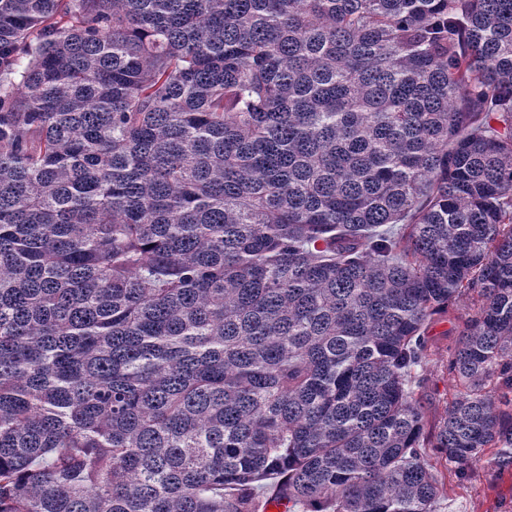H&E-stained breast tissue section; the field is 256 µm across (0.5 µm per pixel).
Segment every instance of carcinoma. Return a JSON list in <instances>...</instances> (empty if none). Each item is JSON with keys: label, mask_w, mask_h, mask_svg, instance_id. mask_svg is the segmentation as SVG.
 Instances as JSON below:
<instances>
[{"label": "carcinoma", "mask_w": 512, "mask_h": 512, "mask_svg": "<svg viewBox=\"0 0 512 512\" xmlns=\"http://www.w3.org/2000/svg\"><path fill=\"white\" fill-rule=\"evenodd\" d=\"M428 448L512 471V0H0V512H437ZM476 295H463L452 300L448 312L433 316L428 323L427 336L433 351L432 361L418 369L420 387L415 388L425 410L426 430L437 424L444 415L448 399L457 392L454 378L448 372V356L453 350L464 321L474 313Z\"/></svg>", "instance_id": "obj_1"}]
</instances>
